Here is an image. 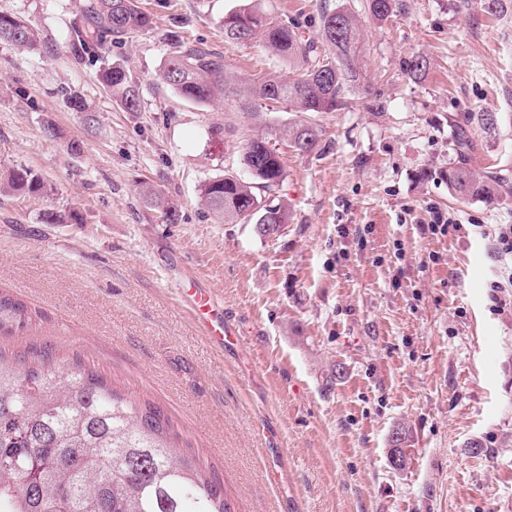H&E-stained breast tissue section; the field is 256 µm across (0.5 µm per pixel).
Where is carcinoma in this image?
Returning a JSON list of instances; mask_svg holds the SVG:
<instances>
[{"instance_id":"1","label":"carcinoma","mask_w":512,"mask_h":512,"mask_svg":"<svg viewBox=\"0 0 512 512\" xmlns=\"http://www.w3.org/2000/svg\"><path fill=\"white\" fill-rule=\"evenodd\" d=\"M371 20L382 24L399 8L398 0H365ZM150 15L136 0H85L81 18L68 30L66 45L80 64L99 62L102 85L129 112L140 105L138 84L120 64L104 63L109 47L131 34L152 28ZM224 37L232 43L260 39L270 52L300 64L285 81L266 74L241 89L226 72L224 56L201 46L183 44L164 63L162 81L180 97L207 104L222 97L258 112L268 103L290 112H335L360 91L362 28L344 3L320 14L321 42L306 40L298 27L275 21L252 4L225 14ZM0 43L38 49L30 24L0 13ZM85 113L92 131L97 116L77 96L68 97ZM498 130L487 112H471L454 122L458 159L442 171L448 192L461 201L494 202L509 198L505 174L478 171L465 160L472 148L468 126ZM321 130L306 119L288 124V145L307 154L320 143ZM268 140H248L242 152L247 177L225 174L201 189L203 205L224 224L288 223V210L276 201L284 181L280 153L264 148ZM36 194L43 182L25 167L9 171L0 189ZM147 205L162 210L176 224L179 214L153 190H144ZM29 325L27 306L0 293V335L15 336ZM169 417L149 403L120 393L100 374L82 366L56 363L53 353L35 350L9 359L0 352V512H231L215 473L179 452Z\"/></svg>"}]
</instances>
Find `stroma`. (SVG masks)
<instances>
[{
	"label": "stroma",
	"instance_id": "obj_1",
	"mask_svg": "<svg viewBox=\"0 0 512 512\" xmlns=\"http://www.w3.org/2000/svg\"><path fill=\"white\" fill-rule=\"evenodd\" d=\"M251 1L314 40L321 4L336 2L137 0L153 28L105 55L139 85L129 112L70 58L81 0H0L40 38L34 51L0 44V178L23 165L46 186L0 194V290L34 316L0 350L53 348L160 406L235 512H512V312L488 297L492 241L418 229L431 206L463 224H512V200L458 202L441 176L466 112L499 120L497 134L474 135L471 167L512 176V12L399 0L384 24L364 21L361 91L345 109L308 115L319 148L275 141L290 218L263 238L218 223L200 188L245 175L246 140L297 113L197 104L159 77L190 43L241 79L293 78L296 64L259 41L225 42L224 15ZM416 55L429 66L413 78L405 63ZM71 94L96 113L93 132ZM145 186L178 223L144 204ZM192 280L223 302L237 344L200 333L177 290ZM400 425L411 460L397 471L389 439Z\"/></svg>",
	"mask_w": 512,
	"mask_h": 512
}]
</instances>
